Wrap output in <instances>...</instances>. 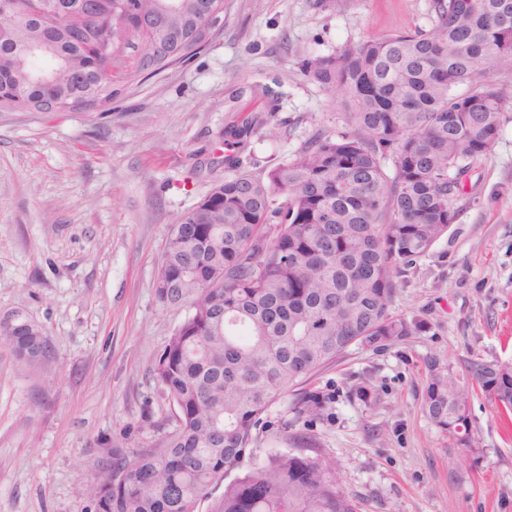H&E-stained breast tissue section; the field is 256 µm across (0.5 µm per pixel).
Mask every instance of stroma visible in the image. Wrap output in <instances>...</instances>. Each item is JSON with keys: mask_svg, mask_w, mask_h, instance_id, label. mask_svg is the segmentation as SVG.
Returning a JSON list of instances; mask_svg holds the SVG:
<instances>
[{"mask_svg": "<svg viewBox=\"0 0 512 512\" xmlns=\"http://www.w3.org/2000/svg\"><path fill=\"white\" fill-rule=\"evenodd\" d=\"M436 22L433 0H224L190 58L144 79L113 73L111 105L0 112V317L42 327L48 350L29 366L0 336V512H94L113 454L169 430L153 369L189 310L161 305L155 277L172 224L225 174L214 157L261 174L344 131L342 97L305 63ZM488 77L505 102L499 139L391 306L426 329L351 345L305 385L321 416L278 398L252 445L261 462L309 436L358 512H512V414L475 391L463 450L422 410L430 362L460 381L472 364L512 363V70ZM246 119L244 143L223 144Z\"/></svg>", "mask_w": 512, "mask_h": 512, "instance_id": "stroma-1", "label": "stroma"}]
</instances>
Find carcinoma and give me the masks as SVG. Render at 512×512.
Instances as JSON below:
<instances>
[{
  "instance_id": "cac0c4a2",
  "label": "carcinoma",
  "mask_w": 512,
  "mask_h": 512,
  "mask_svg": "<svg viewBox=\"0 0 512 512\" xmlns=\"http://www.w3.org/2000/svg\"><path fill=\"white\" fill-rule=\"evenodd\" d=\"M204 0H141L145 21L117 31L108 4L83 0L74 22L17 11L0 24V77L15 95L55 112H94L112 103L113 39L139 47L131 76L172 64L156 57L158 36L194 26ZM427 33L364 39L316 57L305 75L341 90L349 130L319 134L288 163L256 177L232 173L172 225L155 279L160 303L187 318L153 370L172 427L153 445L114 454L90 489L95 512H357L332 457L276 453L242 467L262 415L295 394L301 416L320 400L304 384L353 344L379 347L425 330L391 313L396 278L448 231L473 164L499 138L503 98L486 78L512 68V0H435ZM462 85L466 94L456 93ZM252 122L219 137L247 138ZM391 161L392 174L385 171ZM43 331L11 336L18 357L45 358ZM469 375L502 412H512V365L475 363ZM472 390L448 367L430 365L423 410L458 446L471 448ZM234 477H229L232 471Z\"/></svg>"
}]
</instances>
